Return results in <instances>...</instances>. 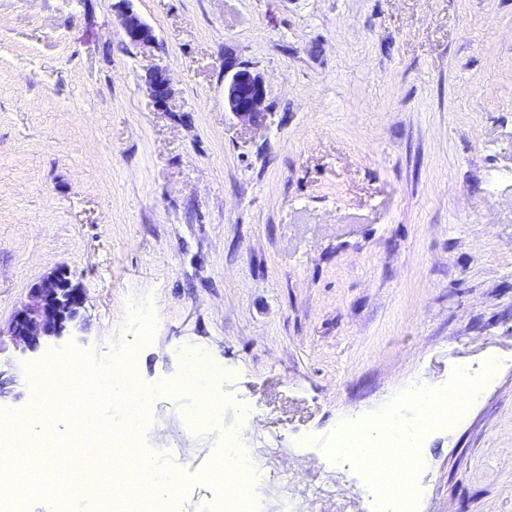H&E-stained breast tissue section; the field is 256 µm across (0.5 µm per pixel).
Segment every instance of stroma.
Returning a JSON list of instances; mask_svg holds the SVG:
<instances>
[{
  "instance_id": "obj_1",
  "label": "stroma",
  "mask_w": 512,
  "mask_h": 512,
  "mask_svg": "<svg viewBox=\"0 0 512 512\" xmlns=\"http://www.w3.org/2000/svg\"><path fill=\"white\" fill-rule=\"evenodd\" d=\"M0 0V328L69 269L85 307L37 349L0 338V412L34 370L93 373L135 347L150 391L181 351L227 368L221 425L195 392L153 395L137 432L193 512L224 432L275 479L257 512H380L338 431L415 389L480 380L461 419L420 433L417 512H512V0ZM264 78L268 113L224 105V57ZM167 66L158 111L144 82ZM253 409L241 428L240 407ZM120 24L128 46L146 50L156 44L152 28L129 7L121 12Z\"/></svg>"
}]
</instances>
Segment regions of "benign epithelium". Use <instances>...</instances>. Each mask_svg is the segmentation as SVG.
<instances>
[{
	"label": "benign epithelium",
	"instance_id": "obj_1",
	"mask_svg": "<svg viewBox=\"0 0 512 512\" xmlns=\"http://www.w3.org/2000/svg\"><path fill=\"white\" fill-rule=\"evenodd\" d=\"M127 45L146 50L156 44L152 28L137 13L127 8L120 19ZM146 84L157 109H168L172 98L168 69L152 67ZM265 83L252 67L231 58L224 60V104L229 112L244 123H255L266 113ZM85 303L84 289L74 281L71 272L59 268L43 277L31 289L28 302L14 313L8 333L19 344L31 349L41 340L57 338L68 331L79 317Z\"/></svg>",
	"mask_w": 512,
	"mask_h": 512
}]
</instances>
